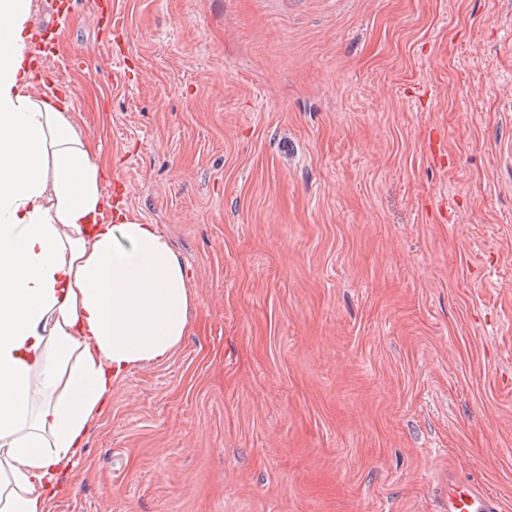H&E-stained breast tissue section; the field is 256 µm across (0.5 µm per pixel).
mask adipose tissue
Wrapping results in <instances>:
<instances>
[{"label": "adipose tissue", "mask_w": 512, "mask_h": 512, "mask_svg": "<svg viewBox=\"0 0 512 512\" xmlns=\"http://www.w3.org/2000/svg\"><path fill=\"white\" fill-rule=\"evenodd\" d=\"M33 0H0V512H47L112 384L168 357L193 293L119 214L59 92L31 93Z\"/></svg>", "instance_id": "ef3b65f1"}]
</instances>
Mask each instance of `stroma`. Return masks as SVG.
<instances>
[{"instance_id": "35a3bbf8", "label": "stroma", "mask_w": 512, "mask_h": 512, "mask_svg": "<svg viewBox=\"0 0 512 512\" xmlns=\"http://www.w3.org/2000/svg\"><path fill=\"white\" fill-rule=\"evenodd\" d=\"M98 2L45 67L194 307L48 512H512V0ZM443 512H503L501 500L484 487L462 480L453 471L445 477Z\"/></svg>"}]
</instances>
